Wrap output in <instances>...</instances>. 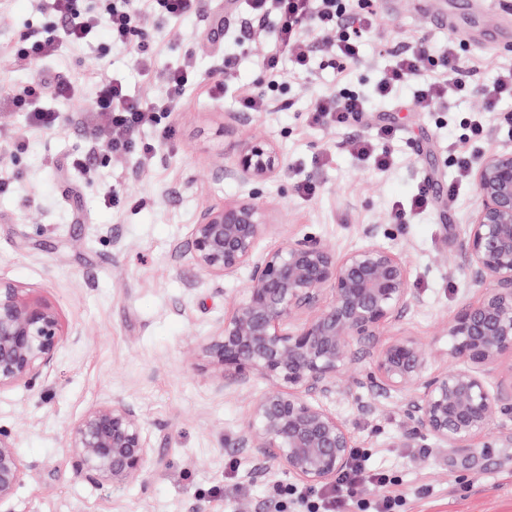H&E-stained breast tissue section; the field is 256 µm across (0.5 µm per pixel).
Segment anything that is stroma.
<instances>
[{
	"mask_svg": "<svg viewBox=\"0 0 512 512\" xmlns=\"http://www.w3.org/2000/svg\"><path fill=\"white\" fill-rule=\"evenodd\" d=\"M432 2L400 0L398 8L378 14L359 61L322 54L312 77L283 73L274 108L238 124L228 119L237 109V87L262 92L270 81L260 64L269 37L242 26L244 0H196L181 19L142 20L138 38L159 50L163 64L189 56L201 75L180 109L161 118L175 131L170 141L157 143L155 127L141 131V141L158 145L149 159L93 147L99 80L121 81L129 94L145 99L165 91L160 78L141 75L132 47L113 44L106 30L43 71L0 67V81L11 87L41 74L81 88L77 101H52L59 120L50 130L0 104V133L26 137L21 153L0 158V176L11 181L0 193V279L54 304L66 326L82 331L79 341L63 342L55 367L35 386L0 389V431L15 439L27 465L11 512H293L288 491L299 479L238 446L253 400L273 391V382L257 377L243 389L219 382L199 348L200 337L241 298L248 273L218 287L184 257L201 208L244 198V187L220 169L234 146L250 137L269 141L283 157L281 172L262 187L269 231L261 249L310 233L340 254L362 244L365 225H380L381 243L405 251L416 296L395 329L426 347L433 368L446 367L442 328L481 295L465 277L459 244L477 204L475 184L463 181L454 197L444 192L459 180L455 150L467 134L464 118L483 106L481 96L452 98L447 110L421 112L409 106L407 88L399 101L375 100L371 114L343 129L309 119L318 96L343 87L370 92L389 63L388 51L416 41L445 47L447 32L425 17ZM60 25L37 0H0V45ZM457 49L474 85L512 68V42L482 50L461 41ZM228 53L238 58L229 76ZM218 81L224 84L219 101L210 97ZM383 123L399 135L384 145L391 166L378 171L358 162L350 142L375 137ZM78 157L86 172L73 169ZM304 179L319 183L316 197L299 194ZM423 179L441 189L435 207L390 222L389 207L407 201ZM369 370V355L352 359L337 376L346 395L327 406L347 423L353 447L368 449V466L407 487L400 512H512V418L501 421L495 439L481 437L468 448L433 440L424 448L403 447L408 425L396 399L354 385ZM107 398L136 409L152 442L144 475L119 491L77 476L65 446L68 426Z\"/></svg>",
	"mask_w": 512,
	"mask_h": 512,
	"instance_id": "35a3bbf8",
	"label": "stroma"
}]
</instances>
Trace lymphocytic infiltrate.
<instances>
[{"label":"lymphocytic infiltrate","instance_id":"lymphocytic-infiltrate-1","mask_svg":"<svg viewBox=\"0 0 512 512\" xmlns=\"http://www.w3.org/2000/svg\"><path fill=\"white\" fill-rule=\"evenodd\" d=\"M193 3L194 0H145L143 10L139 11L132 0H109L105 14L99 15L81 11L78 0H39L41 10L63 19L62 29L20 39L5 57L14 63H48L60 57L65 49L93 39L102 27L113 43L125 45L130 42L141 14L163 20L177 19L187 14ZM244 17L257 25L271 19L276 22L271 46L263 58L266 72L273 76L279 75L287 63L295 73H309L315 50L306 40V33L332 35V51L352 61L359 58L362 38L374 25L373 13L355 10L354 0H247ZM464 67L455 45L434 50L424 43H415L393 54L373 95L347 89L324 95L313 107L311 119L317 124L344 127L353 117L370 111L372 98L393 97L410 85L414 88L412 103L423 112L446 108L452 97L481 95L485 109L469 117L468 127L473 136H482L486 112L512 100V68L502 70L492 82L478 89L463 78ZM194 72V61L186 58L168 66L163 74L164 96L150 101L131 96L121 82L101 81L95 94L94 118L102 133V146L115 156L136 153L148 157L154 146L139 141V131L156 124L160 114L178 108ZM6 95L16 111L27 113L33 125L50 129L55 126L57 115L46 107V99L75 101L80 97V89L70 80L50 84L33 79L20 89L7 90ZM364 483L378 484L384 494L375 501H361L362 512H396L406 496L401 483L388 474L368 471L365 454L360 450L354 452L351 465L337 476L332 488L319 494L298 490L294 496L306 512H346L349 493Z\"/></svg>","mask_w":512,"mask_h":512}]
</instances>
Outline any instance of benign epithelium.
<instances>
[{"label": "benign epithelium", "instance_id": "1", "mask_svg": "<svg viewBox=\"0 0 512 512\" xmlns=\"http://www.w3.org/2000/svg\"><path fill=\"white\" fill-rule=\"evenodd\" d=\"M282 165L271 143H240L221 173L247 188V197L203 209L190 230V260L215 285L249 270L244 296L203 338V353L240 386L256 376L288 385L254 400L238 447L273 458L308 484L335 480L351 461L352 441L324 401L345 393L336 376L356 349L371 358L370 388L400 395L411 447L433 439L468 448L492 434L512 415V375L494 388L487 382L512 358V147L481 155L471 170L478 204L461 247L469 280L482 296L443 328L453 367L439 370L431 369L417 339L403 333L371 350L416 301L408 261L378 241L379 226L363 228L364 244L342 255L309 234L259 249L268 224L257 185ZM74 335L56 307L0 279V389L35 385L53 369L64 337ZM65 443L76 474L99 486L136 481L152 451L142 418L114 398L90 406L67 428ZM25 472L14 440L0 431V506L11 501Z\"/></svg>", "mask_w": 512, "mask_h": 512}]
</instances>
